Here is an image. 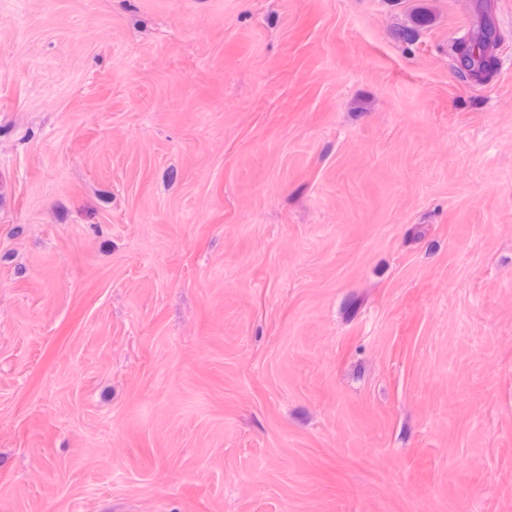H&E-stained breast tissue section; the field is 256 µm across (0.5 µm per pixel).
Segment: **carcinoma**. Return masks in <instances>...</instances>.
<instances>
[{
    "label": "carcinoma",
    "mask_w": 512,
    "mask_h": 512,
    "mask_svg": "<svg viewBox=\"0 0 512 512\" xmlns=\"http://www.w3.org/2000/svg\"><path fill=\"white\" fill-rule=\"evenodd\" d=\"M478 18L472 33L465 35L451 45L454 69L464 81H483L496 70L497 58L494 53L500 36L490 15L489 5L478 4ZM431 17L424 11L413 15L412 25L402 28L399 37L407 42L416 39L419 29L430 25Z\"/></svg>",
    "instance_id": "1"
}]
</instances>
